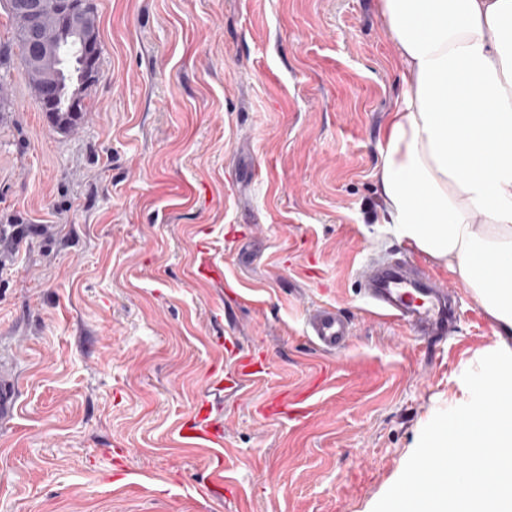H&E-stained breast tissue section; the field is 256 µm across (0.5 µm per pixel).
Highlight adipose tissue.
Instances as JSON below:
<instances>
[{
	"label": "adipose tissue",
	"instance_id": "obj_1",
	"mask_svg": "<svg viewBox=\"0 0 512 512\" xmlns=\"http://www.w3.org/2000/svg\"><path fill=\"white\" fill-rule=\"evenodd\" d=\"M408 71L374 173L384 223L512 338V0H380Z\"/></svg>",
	"mask_w": 512,
	"mask_h": 512
}]
</instances>
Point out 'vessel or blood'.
<instances>
[{
  "instance_id": "vessel-or-blood-1",
  "label": "vessel or blood",
  "mask_w": 512,
  "mask_h": 512,
  "mask_svg": "<svg viewBox=\"0 0 512 512\" xmlns=\"http://www.w3.org/2000/svg\"><path fill=\"white\" fill-rule=\"evenodd\" d=\"M361 293L373 314L409 328L423 339L442 337L453 329L449 308L454 291L438 286L411 260L399 258L368 267L361 276ZM306 333L320 350L336 354L352 334V322L333 306H316L306 317ZM18 408L14 377L0 371V424L10 423Z\"/></svg>"
}]
</instances>
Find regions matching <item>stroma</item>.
I'll use <instances>...</instances> for the list:
<instances>
[{
    "instance_id": "stroma-1",
    "label": "stroma",
    "mask_w": 512,
    "mask_h": 512,
    "mask_svg": "<svg viewBox=\"0 0 512 512\" xmlns=\"http://www.w3.org/2000/svg\"><path fill=\"white\" fill-rule=\"evenodd\" d=\"M93 4L75 125L19 60L0 97V512H372L500 343L380 220L405 73L379 0ZM401 252L459 294L446 341L367 312V262ZM319 304L353 323L339 354L304 333ZM205 402L221 438L187 443ZM18 393L14 377L0 370V424L10 423L18 408Z\"/></svg>"
}]
</instances>
